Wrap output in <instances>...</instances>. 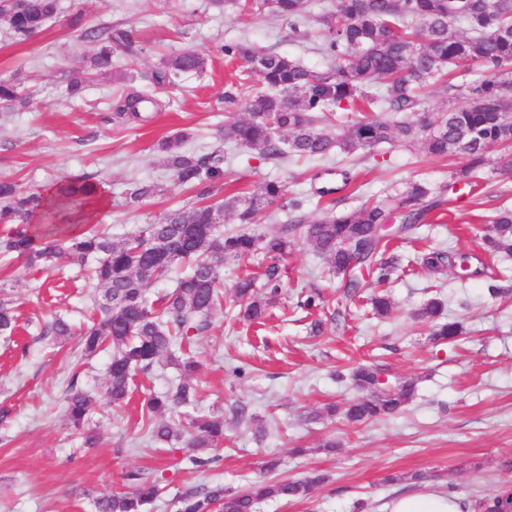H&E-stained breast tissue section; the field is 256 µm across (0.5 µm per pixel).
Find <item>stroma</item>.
<instances>
[{
    "mask_svg": "<svg viewBox=\"0 0 512 512\" xmlns=\"http://www.w3.org/2000/svg\"><path fill=\"white\" fill-rule=\"evenodd\" d=\"M112 24L132 33L143 53L136 65L115 58V76L97 79L83 98L66 99L72 74L94 51L81 27ZM245 40L257 49L287 55L306 66H322L318 31L308 25L295 34L285 18L219 9L211 0H61V12L43 31L17 40L0 20V76H17L32 103L0 109V177L27 190L44 191L84 176L104 185L109 206L98 228L119 242L176 206H193L194 191L177 185L154 151L163 137L190 127L187 151L225 153L228 182L209 185L212 196L256 189L269 180L285 184L287 198L302 200L306 221L380 201L421 180L448 182L462 166L459 157L432 159L420 147L384 145L352 157L358 185L334 196L312 192L319 162L279 164L242 147H227L217 132L228 120L222 96L237 88L244 62L228 63L225 42ZM203 53L206 71L185 75L179 87L153 83L163 56ZM147 92L159 107L145 122L113 119L112 101L129 88ZM161 186L159 194L129 205L132 179ZM479 195L455 200L450 214L418 224L394 241L393 253L408 258L430 250L461 251L485 259V219L512 207V180L492 170L482 175ZM502 293L488 281L459 280L453 271L433 277L420 269L397 271L388 292L391 315L375 318L368 298L372 276L360 293H346L306 240H296L280 263L282 296L262 326L235 322L229 306L215 310L207 331L194 337L192 355L201 362L196 402L190 415L224 418L222 459L193 469L186 448L153 445L143 436L140 403L178 382L174 366L136 377L130 402L108 403L104 386L111 351L82 356L74 336L41 338L42 322L64 317L83 325L93 309L81 270L69 258L48 268L27 267L0 257V292L13 302L17 329L0 335V512H94L93 499L124 488V476L138 471L163 489L150 512H175V494L187 484L220 483L245 489L261 474L263 461L280 458L276 478L299 479L310 470L326 481L302 498L263 501L255 512H383L391 499L416 493L412 476L456 495L468 512L493 490L512 488V260H488ZM319 289L326 301L324 331L310 334L311 320L296 310L301 290ZM444 302V316L461 321L465 338L436 344L415 313L432 298ZM381 368L388 383L412 378L414 398L402 412L359 426L324 418L329 403L345 405L359 392L348 377L357 363ZM244 368L236 376L235 368ZM93 396L91 425L97 447L84 448L64 415L70 386ZM334 440L336 451L320 447Z\"/></svg>",
    "mask_w": 512,
    "mask_h": 512,
    "instance_id": "1",
    "label": "stroma"
}]
</instances>
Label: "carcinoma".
I'll use <instances>...</instances> for the list:
<instances>
[{
  "label": "carcinoma",
  "mask_w": 512,
  "mask_h": 512,
  "mask_svg": "<svg viewBox=\"0 0 512 512\" xmlns=\"http://www.w3.org/2000/svg\"><path fill=\"white\" fill-rule=\"evenodd\" d=\"M307 0H234L242 12L266 13L302 24L318 26L319 50L328 60L323 68L308 67L278 53L261 52L249 42L224 44L229 60L248 65L249 94L241 101L234 93L224 95V104L244 112L224 125L222 138L272 160L321 161L334 154L345 158L370 153L383 144L421 143L435 158L461 156L465 164L452 175V182L437 189L421 181L410 183L391 203H364L336 214L329 209L308 223L296 216L271 235L248 231L255 216L284 200L286 187L267 181L248 195L226 196L213 204L190 210L172 208L119 244L101 231L83 228L73 234L71 214L91 200L88 177L56 185L48 199L30 192L10 178L0 179V224L9 226L0 238V251L11 253L30 267L55 264L67 252L79 266L87 268L85 287L92 289L98 318L81 332L82 352L91 355L103 345L112 347L107 367L105 394L113 404L126 401L136 373L148 374L168 363L179 366L184 378L142 404L148 441L163 445L216 450L224 444V419L211 415L191 417L177 409L192 403L197 393L190 383L199 364L185 356L184 347L206 331L212 311L224 304V282L220 270L229 261H246L258 254L272 261L262 273L234 286V302L240 320L261 325L268 305L281 294L280 269L276 262L303 237L333 272L343 277L344 288L356 292L363 287L354 270L366 268L374 275L380 292L370 298L374 314L391 311L389 296L381 288L398 270V260L389 253L392 238L409 231L430 214H445L452 203L448 193L458 184L474 188L490 163L488 151L500 148L496 170L512 174V0H336V9L312 14ZM60 0H0V19L20 38L43 30L60 12ZM83 37L95 45L89 68L69 79L66 92L79 96L85 84L112 71L114 56L129 61L142 54V47L122 28L94 26ZM468 62L485 70L480 81H451ZM208 59L195 51H183L162 59L154 79L179 86L189 73L206 70ZM258 85L250 84V75ZM444 84L453 101L442 112H423L415 122L393 121L390 112H417L422 92ZM27 100L13 77H0V107L8 109ZM156 101L130 91L115 100L112 112L127 121L143 119L142 110ZM337 112H366L368 116L340 132L330 128ZM191 132L182 130L162 140L157 147L175 183L195 187L226 176L224 155L218 151L196 155L182 151ZM158 193L157 186L134 182L126 191L129 204ZM234 215L240 229H220L226 214ZM491 256H512V209L503 207L489 220L484 236ZM183 263L188 273L172 291L150 301L148 285L167 276ZM415 266L437 272L458 269V277L472 279L484 271L472 267L465 254L431 250L415 259ZM324 299L315 289L302 295L297 307L317 311ZM443 304L430 299L416 315L429 324L430 339L453 342L463 334L456 321L442 322ZM16 329L10 303L0 299V335ZM47 336L72 335L71 325L56 318L44 326ZM381 369L360 366L352 380L363 396L343 408L345 419L361 424L399 413L413 395L415 384L406 379L381 387ZM94 400L71 385L65 397V417L92 447L96 436L88 425ZM127 489L98 496L95 512H146L160 489L138 472L125 475ZM325 482L311 472L301 480H260L245 491L232 492L221 484L186 486L176 496L178 512H253L264 500H288L307 495ZM484 512H512V493L501 491L479 503Z\"/></svg>",
  "instance_id": "1"
}]
</instances>
